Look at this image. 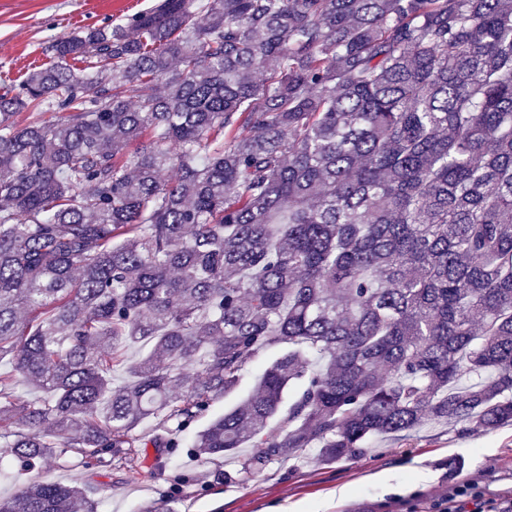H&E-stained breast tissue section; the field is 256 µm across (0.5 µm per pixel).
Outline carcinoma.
I'll use <instances>...</instances> for the list:
<instances>
[{
    "instance_id": "obj_1",
    "label": "carcinoma",
    "mask_w": 512,
    "mask_h": 512,
    "mask_svg": "<svg viewBox=\"0 0 512 512\" xmlns=\"http://www.w3.org/2000/svg\"><path fill=\"white\" fill-rule=\"evenodd\" d=\"M52 50L0 92V447L21 466L175 448L275 344L192 442L242 481L512 424V0H160ZM0 512L98 510L31 481Z\"/></svg>"
}]
</instances>
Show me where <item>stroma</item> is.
I'll return each instance as SVG.
<instances>
[{"instance_id": "35a3bbf8", "label": "stroma", "mask_w": 512, "mask_h": 512, "mask_svg": "<svg viewBox=\"0 0 512 512\" xmlns=\"http://www.w3.org/2000/svg\"><path fill=\"white\" fill-rule=\"evenodd\" d=\"M156 0H0V78L21 80L47 63L46 47L73 31L115 23ZM279 353L270 348L248 361L238 389L212 402L207 416L245 399ZM177 448H147L135 461L87 467L68 452L32 472L0 474V497L26 482H88L98 512H140L151 503L177 512H446L448 496L472 483L487 496L512 494V425L474 433L425 424L408 436L372 440L348 459L325 464L315 449L272 462L248 482L234 479L235 457L200 462L189 432Z\"/></svg>"}]
</instances>
